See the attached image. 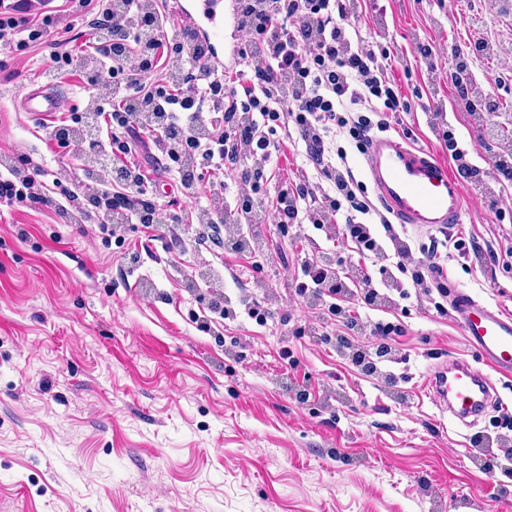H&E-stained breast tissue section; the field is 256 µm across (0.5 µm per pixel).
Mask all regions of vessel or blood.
I'll return each mask as SVG.
<instances>
[{"mask_svg":"<svg viewBox=\"0 0 512 512\" xmlns=\"http://www.w3.org/2000/svg\"><path fill=\"white\" fill-rule=\"evenodd\" d=\"M201 14L208 37L222 39L223 0H202ZM25 107L35 116L48 117L61 111L62 102L41 90L26 97ZM362 169L383 206L399 223L443 229L463 222L464 185L430 152L391 136L376 137L363 155ZM454 310L468 342L486 362L497 370L512 371V318L462 291L454 297ZM427 387L433 399L465 422L484 412L493 384L467 360L456 358L437 365Z\"/></svg>","mask_w":512,"mask_h":512,"instance_id":"1","label":"vessel or blood"}]
</instances>
